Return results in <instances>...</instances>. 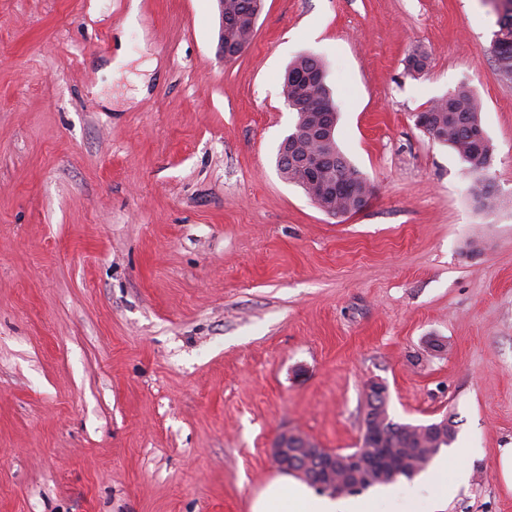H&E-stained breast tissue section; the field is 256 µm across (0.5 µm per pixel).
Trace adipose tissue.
<instances>
[{"label":"adipose tissue","mask_w":512,"mask_h":512,"mask_svg":"<svg viewBox=\"0 0 512 512\" xmlns=\"http://www.w3.org/2000/svg\"><path fill=\"white\" fill-rule=\"evenodd\" d=\"M468 455V449L458 448L450 458L437 461L418 490L400 493L386 489V496L397 501L394 512H415L414 500L421 492L433 503L436 512H444L451 492L448 480L466 479ZM375 509L372 501L360 497L315 495L306 484L284 477L273 479L252 504V512H375Z\"/></svg>","instance_id":"ef3b65f1"}]
</instances>
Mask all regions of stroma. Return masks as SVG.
Returning <instances> with one entry per match:
<instances>
[{
  "mask_svg": "<svg viewBox=\"0 0 512 512\" xmlns=\"http://www.w3.org/2000/svg\"><path fill=\"white\" fill-rule=\"evenodd\" d=\"M496 2L263 0L228 62L219 0H0V512H251L280 432L360 447L373 381L395 421H455L471 454L445 512H512ZM308 54L373 187L344 216L277 169L282 78ZM462 84L490 212L413 120Z\"/></svg>",
  "mask_w": 512,
  "mask_h": 512,
  "instance_id": "35a3bbf8",
  "label": "stroma"
}]
</instances>
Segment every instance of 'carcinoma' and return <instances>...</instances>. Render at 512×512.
Returning <instances> with one entry per match:
<instances>
[{
    "instance_id": "obj_1",
    "label": "carcinoma",
    "mask_w": 512,
    "mask_h": 512,
    "mask_svg": "<svg viewBox=\"0 0 512 512\" xmlns=\"http://www.w3.org/2000/svg\"><path fill=\"white\" fill-rule=\"evenodd\" d=\"M254 0H224V47L233 53L241 45L243 30L249 22ZM493 32V53L501 75L512 80V0H506L504 12L496 21ZM427 66V57L417 50L406 59L407 74H421ZM282 81V95L288 108L296 112V124L305 125L304 114L321 112L323 105L332 102L326 84V65L313 55H303L292 61ZM482 103L466 85L434 99L425 109L432 138L451 147L466 163L474 181L471 192L477 206L492 211L500 204L494 183L486 177L493 161V146L483 135L480 123ZM328 160L314 171L296 163L277 159V168L283 178L301 188L316 177L326 184L323 206L330 210L355 213L360 198L370 197L372 186L353 166L337 145L336 138L328 140L323 149ZM445 437L430 431L425 424L402 423L390 417L388 407L368 404L365 432L361 450L368 454L370 469L353 470L336 462L327 470L320 462L306 455L294 463V472L313 488L320 483L336 482V492L361 493L375 485L389 484L398 477L413 478L430 461L448 447L456 437L452 419H447Z\"/></svg>"
}]
</instances>
